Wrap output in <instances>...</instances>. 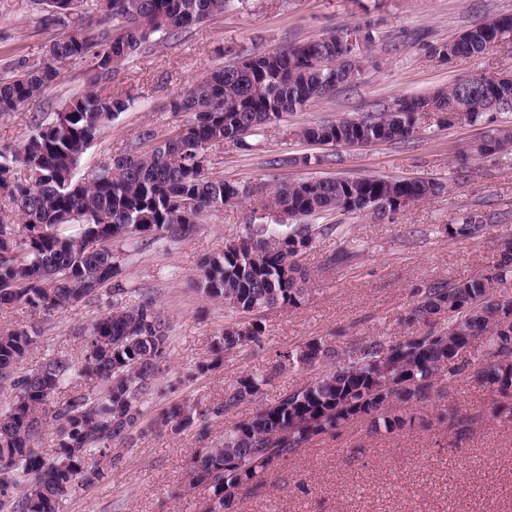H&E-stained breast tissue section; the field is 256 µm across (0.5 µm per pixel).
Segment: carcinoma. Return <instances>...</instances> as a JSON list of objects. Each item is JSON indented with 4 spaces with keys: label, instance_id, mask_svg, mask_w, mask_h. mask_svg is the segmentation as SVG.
Returning <instances> with one entry per match:
<instances>
[{
    "label": "carcinoma",
    "instance_id": "1",
    "mask_svg": "<svg viewBox=\"0 0 512 512\" xmlns=\"http://www.w3.org/2000/svg\"><path fill=\"white\" fill-rule=\"evenodd\" d=\"M54 25L70 24L49 46L46 64L28 65L0 80V114L40 98L73 59H90L112 73V66L139 53L155 35H174L205 20L222 16L235 0H110L109 26L78 37L83 23L102 13V0H53ZM344 30L288 48L287 52H253L250 65L229 66L183 87L169 102L173 112L191 115L179 131L157 140L143 131L134 148L110 163L109 174L97 169L76 177L79 162L105 124L128 107L127 100L94 87L55 112L33 116V133L16 153H0V187L13 184L3 199L18 207L20 223L0 216V307L24 304L38 314H52L96 297L108 288L112 308L84 333V360L76 365L65 355L47 359L36 371L20 374L16 365L35 342L37 330L0 334V512H58L60 503L82 487L105 477L104 467L120 464L132 432L143 416L142 400L153 392L157 362L169 347V326L151 301L125 306L117 297L116 241L178 240L191 235L211 211L259 196L263 207L291 217L370 209L385 215L382 203L399 196L417 203L437 193L432 181L396 184L380 177L280 182L271 186L238 185L206 176L205 152L216 142L248 145L263 126L325 97L336 82V59L354 67L372 43L370 30L354 45ZM486 24L473 26L453 44L431 47L444 60L478 55L489 49ZM393 117L392 106L357 118H340L302 128L307 139L320 131L325 138L354 137L366 128L382 142L407 139L415 130L421 97ZM444 123L455 126L452 113L464 111L470 123L484 113L512 110V77L487 76L474 83L456 81L439 100ZM482 156L512 150V128L482 139ZM336 224H259L246 236L230 240L208 256L192 279L194 288L224 301L230 312L257 314L280 305L294 307L304 295L307 271L294 241L310 243ZM512 279V245L486 273L462 282L434 281L418 289L417 303L405 321L433 317L421 337L390 341L381 337L342 351L321 340L288 353L262 377L243 375L229 387L224 401L201 407L174 403L162 409L151 427L183 431L205 426L279 377L287 363L327 367L325 373L289 389L273 404L238 421L224 435L191 458L187 473L209 484L202 512H239L246 490L264 483L267 474L298 455L317 438L335 435L358 421L387 434L419 427H446L459 435L483 418L512 424V295L496 284ZM261 322L246 329L230 327L201 361L197 373L219 367L225 353L262 341ZM460 377L486 390V408L461 412L439 404L442 381ZM81 379L88 390L64 401L53 395L65 382ZM52 422L55 451L37 449L42 416ZM98 455L101 464L86 466Z\"/></svg>",
    "mask_w": 512,
    "mask_h": 512
}]
</instances>
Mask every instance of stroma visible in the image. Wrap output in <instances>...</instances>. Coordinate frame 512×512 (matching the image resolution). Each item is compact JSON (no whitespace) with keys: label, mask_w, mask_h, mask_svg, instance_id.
<instances>
[{"label":"stroma","mask_w":512,"mask_h":512,"mask_svg":"<svg viewBox=\"0 0 512 512\" xmlns=\"http://www.w3.org/2000/svg\"><path fill=\"white\" fill-rule=\"evenodd\" d=\"M512 0H243L201 24L147 43L133 59L116 64L103 86L127 96L130 106L102 128L83 155L77 175L129 151L139 133L166 136L186 124L188 114L168 102L186 84L251 52L274 51L313 41L337 29L370 27L374 43L357 83L286 113L265 125L249 147L219 143L207 151L209 177L240 184H274L324 176L420 177L441 189L386 217L367 210L317 216L333 225L316 234L302 256L308 271L305 293L295 307H271L258 316L261 345L227 353L221 366L195 376L198 363L239 314L188 287L203 258L226 241L245 235L259 199L224 207L181 240H159L140 248L113 245L121 266L126 305L152 301L169 325L171 346L160 360L155 389L143 405L145 420L170 403L213 405L239 376L264 374L279 356L313 338L346 349L371 337L397 340L423 332L405 316L418 288L435 281H465L492 268L498 243L512 236V152L469 160L460 152L503 125L512 112H490L472 125L446 127L438 112L417 115L409 139L366 147H319L299 138L301 128L382 108L399 97L426 95L478 73L511 72L512 47L443 61L431 46L500 14ZM57 28L46 27L32 0H0V78L38 62ZM96 76L90 62L65 65L39 100L0 116V151L21 149L32 134L31 117L52 112L81 95ZM310 164H302L303 156ZM484 215L473 235H452L469 212ZM110 294L50 315L26 305L0 309V331L37 329L18 369L28 372L46 359L80 361L84 330L109 308ZM313 370L288 365L259 396L209 423L211 437L277 401L289 388L310 381ZM205 443L197 429L136 434L123 463L109 468L95 486L78 490L60 512H201L208 496L199 488L182 496L190 459ZM241 512H512V426L495 421L460 437L443 428L399 434L351 424L333 437L315 440L250 490Z\"/></svg>","instance_id":"stroma-1"}]
</instances>
